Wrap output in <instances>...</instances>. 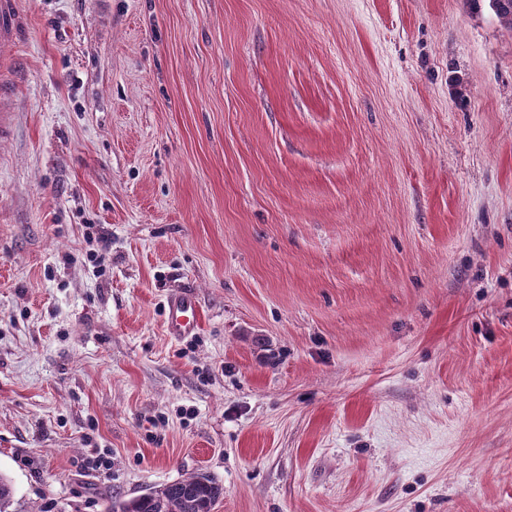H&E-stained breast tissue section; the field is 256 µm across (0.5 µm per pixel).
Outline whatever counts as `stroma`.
<instances>
[{
	"label": "stroma",
	"mask_w": 512,
	"mask_h": 512,
	"mask_svg": "<svg viewBox=\"0 0 512 512\" xmlns=\"http://www.w3.org/2000/svg\"><path fill=\"white\" fill-rule=\"evenodd\" d=\"M10 2V512L197 472L214 512H512V30L488 4ZM182 291L201 322L175 341ZM199 309L195 298L189 293L171 296L164 306L165 329L174 340L193 336L199 327Z\"/></svg>",
	"instance_id": "obj_1"
}]
</instances>
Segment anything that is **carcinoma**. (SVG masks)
Listing matches in <instances>:
<instances>
[{"label":"carcinoma","instance_id":"cac0c4a2","mask_svg":"<svg viewBox=\"0 0 512 512\" xmlns=\"http://www.w3.org/2000/svg\"><path fill=\"white\" fill-rule=\"evenodd\" d=\"M489 8L512 30V0H488ZM12 482L0 475V512L14 497ZM224 498V485L207 473L191 474L127 501L113 502L107 512H212Z\"/></svg>","mask_w":512,"mask_h":512}]
</instances>
